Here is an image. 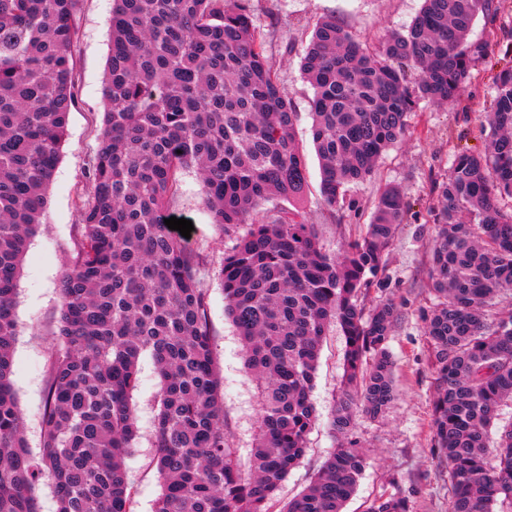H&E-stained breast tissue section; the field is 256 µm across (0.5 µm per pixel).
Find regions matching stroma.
<instances>
[{
  "instance_id": "stroma-1",
  "label": "stroma",
  "mask_w": 512,
  "mask_h": 512,
  "mask_svg": "<svg viewBox=\"0 0 512 512\" xmlns=\"http://www.w3.org/2000/svg\"><path fill=\"white\" fill-rule=\"evenodd\" d=\"M422 0H250L257 30L266 36L267 55L281 86L301 117L296 140L308 168V188L302 207L323 250L340 255L370 220L380 189L397 186L410 210L392 242L385 261L390 286L369 289L361 296L364 309L392 299L400 317L389 341L397 396L384 416L357 415L354 434L364 446L368 463L345 512H364L374 498L406 497L411 512H448V471L432 455V403L435 372L429 358L423 317L437 299L429 279L430 248L436 226L429 207L434 182L448 174L454 148L482 150L481 119L490 105L488 72H481L461 105H422L410 119L413 134L385 153L371 179L351 186L336 207L320 193V161L312 141L309 115L313 90L300 70L313 32L321 19L332 17L361 42L377 46L392 32L403 30L418 13ZM112 0H82L79 35L73 46L81 102L70 112L67 132L41 224L30 242L17 283L18 336L13 384L24 418V435L31 454L41 452V426L51 358L58 348L56 331L61 305V274L78 245L76 224L87 193L85 171L97 147L103 119L102 86L111 48ZM169 215L191 220V247L206 255L202 269L210 293L215 370L224 392V428L231 447L248 458L258 416L255 382L244 367L242 347L225 314L226 302L218 278L219 264L234 244L233 233L215 224L201 199L195 172L181 176V191ZM345 338L330 324L323 340L312 399L317 422L308 436L305 456L283 483L280 501L298 495L339 448L340 436L331 426L341 396ZM139 382L131 404L138 433L126 460L127 481L134 491L131 512H153L161 492L154 467V420L159 410V377L150 354L139 361Z\"/></svg>"
}]
</instances>
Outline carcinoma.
<instances>
[{"instance_id": "obj_1", "label": "carcinoma", "mask_w": 512, "mask_h": 512, "mask_svg": "<svg viewBox=\"0 0 512 512\" xmlns=\"http://www.w3.org/2000/svg\"><path fill=\"white\" fill-rule=\"evenodd\" d=\"M81 0H0V512H39L43 478L57 512H130L126 458L136 436L130 395L143 353L159 377L154 512H275L277 493L307 451L322 338L345 336L343 396L331 425L346 439L280 512H343L367 464L353 438L357 406L383 416L395 398L388 342L399 310L367 314L359 295L383 288L384 254L407 209L384 188L363 236L336 258L299 209L307 167L298 113L265 54L249 0H113L104 112L80 206V243L61 276L60 350L50 365L42 451L27 450L12 383L15 295L40 225L67 119L80 102L71 46ZM494 0H422L412 23L371 49L333 18L301 60L313 89L320 192L333 207L411 134L420 102L460 100L497 46L472 41ZM481 153L454 155L436 184L431 281L424 316L436 372L433 448L448 467V512H495L512 498V425L496 466L487 448L512 402V314L486 308L512 290V68L494 78ZM200 176L212 223L247 232L224 253L219 278L261 412L249 466L230 447L215 371L207 264L163 219L180 176ZM279 198L294 205L266 208ZM366 512H410L403 496Z\"/></svg>"}]
</instances>
